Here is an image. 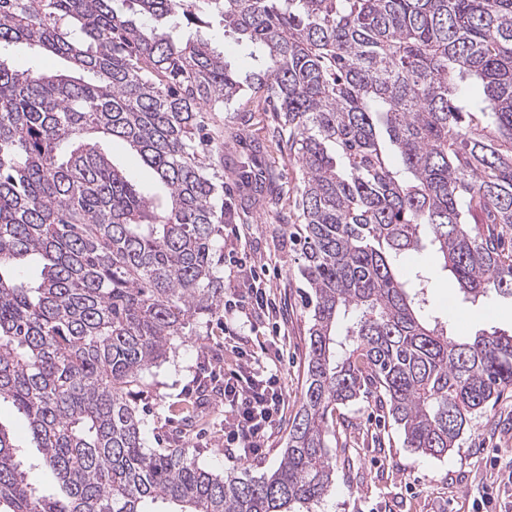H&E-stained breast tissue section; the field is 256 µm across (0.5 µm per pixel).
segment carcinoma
<instances>
[{"label":"carcinoma","mask_w":512,"mask_h":512,"mask_svg":"<svg viewBox=\"0 0 512 512\" xmlns=\"http://www.w3.org/2000/svg\"><path fill=\"white\" fill-rule=\"evenodd\" d=\"M203 11L261 49L256 70L184 31ZM13 43L74 69L0 63V403L39 453L0 421V512H291L333 484L340 408L371 397L406 447L442 457L512 387V334L449 336L425 313L432 274L397 270L430 248L463 301L512 298V0H0ZM245 96L276 115L286 189L249 164L224 184L207 113ZM233 189L292 199L310 312L300 407L260 477L145 447L135 401L224 300ZM112 151L118 160L123 161L128 165L130 173L137 181L147 186L153 185L152 175L135 163L129 148L124 143L114 142L112 145Z\"/></svg>","instance_id":"carcinoma-1"}]
</instances>
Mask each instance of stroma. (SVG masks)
I'll use <instances>...</instances> for the list:
<instances>
[{"label":"stroma","instance_id":"35a3bbf8","mask_svg":"<svg viewBox=\"0 0 512 512\" xmlns=\"http://www.w3.org/2000/svg\"><path fill=\"white\" fill-rule=\"evenodd\" d=\"M247 115L233 111L214 115L225 130L242 127L243 134L228 140L224 164L233 167L247 158L264 167L278 166L283 177L295 175L287 154L272 141V113L249 102ZM237 215L225 225L219 245L224 250V276L232 278L237 263L262 273L261 285L275 308L257 327L244 322L240 312L216 311L191 320L183 335L175 337V353L146 375L138 397L143 409L145 445L166 448L183 442L199 449V464L222 473L235 469L224 454V400L202 395L203 387L223 382L236 367L235 346L250 353L261 344L276 342L282 355L277 364L287 390L283 419L269 434L261 458L246 467L253 476L272 472L279 464L288 437V422L298 409L306 379L310 316L302 302L300 259L291 249L277 212L287 211L281 200L277 212L236 203ZM405 269L429 267L434 271L429 290V312L447 320L455 337H472L477 331L512 330V300L496 295L476 304L459 305L458 290L446 272L437 269L433 253L424 251L405 258ZM333 467L335 482L315 512H474L483 490L492 499L483 512H512V388L501 393L474 419L458 448L442 457L405 448L393 422L373 404L361 401L343 408L336 419Z\"/></svg>","mask_w":512,"mask_h":512}]
</instances>
